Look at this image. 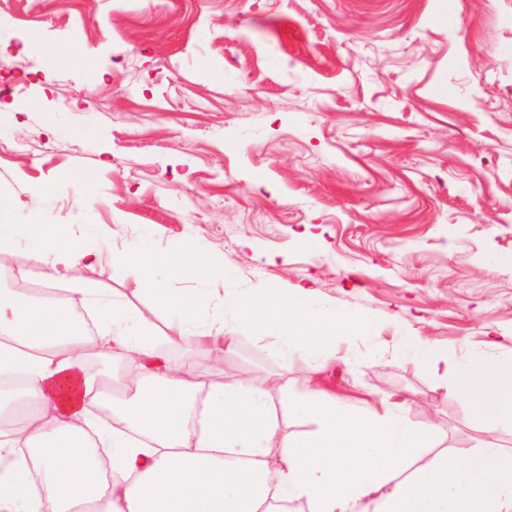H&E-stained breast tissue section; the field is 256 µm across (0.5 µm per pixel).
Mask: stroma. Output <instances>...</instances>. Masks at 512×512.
Here are the masks:
<instances>
[{
    "mask_svg": "<svg viewBox=\"0 0 512 512\" xmlns=\"http://www.w3.org/2000/svg\"><path fill=\"white\" fill-rule=\"evenodd\" d=\"M33 212L108 250L190 235L239 287H310L370 327L322 388L409 399L442 448H512L402 354L512 359V0H0V225ZM95 277L163 329L133 272ZM193 366L283 382L307 361L246 334Z\"/></svg>",
    "mask_w": 512,
    "mask_h": 512,
    "instance_id": "stroma-1",
    "label": "stroma"
}]
</instances>
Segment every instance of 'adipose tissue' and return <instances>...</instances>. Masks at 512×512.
<instances>
[{"label": "adipose tissue", "instance_id": "adipose-tissue-1", "mask_svg": "<svg viewBox=\"0 0 512 512\" xmlns=\"http://www.w3.org/2000/svg\"><path fill=\"white\" fill-rule=\"evenodd\" d=\"M28 230L24 262L49 266L52 280L72 286L60 300L0 289V371L20 374L22 396L35 403L21 411L0 388V512H285L288 502L305 512H512V450L439 451L435 428L403 418L405 402L351 404L318 387L333 340L364 330L362 316L304 286L237 287L190 238L160 253L138 239L107 256L94 240L39 224ZM106 257L138 272L168 314L163 332L105 289L71 279ZM191 266L201 288L190 302L168 283ZM79 307L94 317V338L73 327ZM245 332L274 360L301 353L306 372L290 386L240 377L213 386L184 360L223 358ZM93 354L122 361L121 397L107 399L104 379L88 369ZM408 354L434 378L453 380L487 426L512 418V363L483 353L461 359L423 340ZM278 396L313 430L280 436ZM103 451L105 482L97 475Z\"/></svg>", "mask_w": 512, "mask_h": 512}]
</instances>
